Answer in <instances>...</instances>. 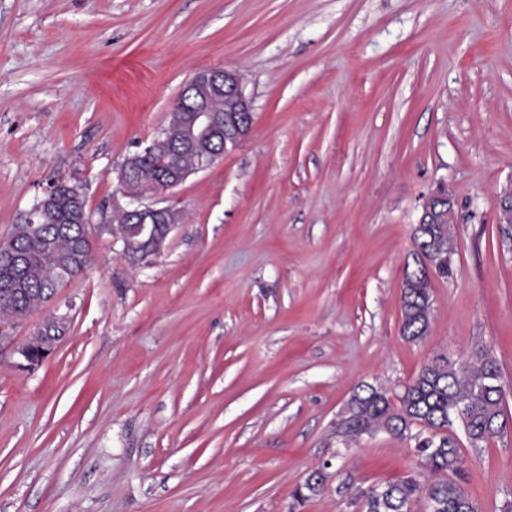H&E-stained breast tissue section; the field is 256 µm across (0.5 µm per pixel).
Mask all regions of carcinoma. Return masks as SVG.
Here are the masks:
<instances>
[{
	"instance_id": "cac0c4a2",
	"label": "carcinoma",
	"mask_w": 512,
	"mask_h": 512,
	"mask_svg": "<svg viewBox=\"0 0 512 512\" xmlns=\"http://www.w3.org/2000/svg\"><path fill=\"white\" fill-rule=\"evenodd\" d=\"M177 151L174 144L152 143L143 152L132 181L144 186L171 174L167 158ZM52 214L49 224L24 222L14 227L7 247L31 257L20 273L25 289L9 304H0V320L13 321L49 302L89 265L92 250L78 251L75 240L88 227L87 204L80 188L55 181L45 197ZM417 250L413 267L406 269L401 297V334L412 342L430 331V288L435 276L448 277V218L437 224L414 227ZM506 389L491 348L481 346L457 361L444 360L422 366L399 391L385 386L361 385L348 400L349 414L341 427L345 442L362 435L386 432L399 440L414 442L415 466L406 477L367 488L344 483L336 494L349 506L364 512H410L412 503H430V512H477V505L458 481L450 478L463 470L462 448L455 428L462 429L471 447L479 448L491 438L512 428L505 411ZM328 474L318 468L292 494L300 506L324 492Z\"/></svg>"
}]
</instances>
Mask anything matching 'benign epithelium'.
<instances>
[{
	"instance_id": "obj_1",
	"label": "benign epithelium",
	"mask_w": 512,
	"mask_h": 512,
	"mask_svg": "<svg viewBox=\"0 0 512 512\" xmlns=\"http://www.w3.org/2000/svg\"><path fill=\"white\" fill-rule=\"evenodd\" d=\"M224 99V111L211 108L210 101ZM251 111L240 77L233 71L222 68L202 69L183 87L174 101L172 121L163 129L157 142H171L181 145L189 152L201 147L196 159V170L208 168L224 151L235 148L249 133L241 119V113ZM222 139L223 150L211 151L204 142ZM184 181L179 166H174L170 177L149 186L150 195L156 200L145 203L147 194L129 189L131 183L127 166H122L118 182L122 195L129 199L126 206H117L119 213L136 222L133 234L116 237L122 252L139 261H145L158 253L159 244L164 242L177 223L176 213L162 205L160 196ZM448 209V223L455 220L454 201L450 194L441 190L425 199L422 204L421 224L434 223L437 209ZM54 344L43 336H32L28 343L17 349L25 361L24 367L33 369L43 363L53 352Z\"/></svg>"
}]
</instances>
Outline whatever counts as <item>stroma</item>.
<instances>
[{"label": "stroma", "mask_w": 512, "mask_h": 512, "mask_svg": "<svg viewBox=\"0 0 512 512\" xmlns=\"http://www.w3.org/2000/svg\"><path fill=\"white\" fill-rule=\"evenodd\" d=\"M207 68L241 76L252 128L167 193L177 226L133 261L119 170ZM58 178L100 231L0 347V512H348L337 485L413 460L384 432L336 456L358 384L481 345L512 384V0H0V237ZM440 188L455 275L412 343L402 282ZM54 316L53 355L22 367ZM462 453L479 512H512V432ZM324 468L326 467L323 466L322 469L318 468L311 471L304 483L295 489L292 494L294 506H301L304 502L319 496L325 491L324 484L329 476Z\"/></svg>", "instance_id": "obj_1"}]
</instances>
